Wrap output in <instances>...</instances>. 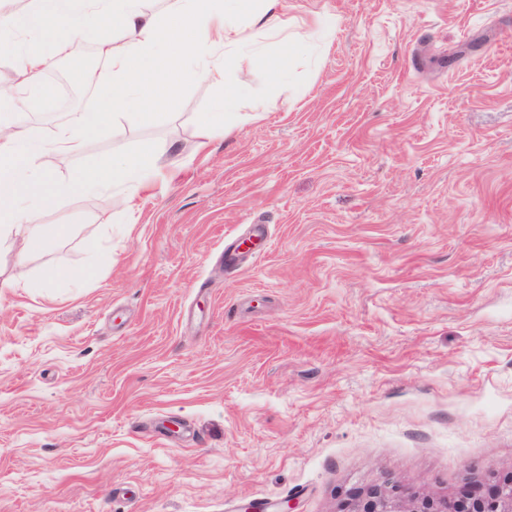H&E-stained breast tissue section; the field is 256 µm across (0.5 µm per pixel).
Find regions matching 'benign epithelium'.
<instances>
[{
	"label": "benign epithelium",
	"instance_id": "7a95c632",
	"mask_svg": "<svg viewBox=\"0 0 512 512\" xmlns=\"http://www.w3.org/2000/svg\"><path fill=\"white\" fill-rule=\"evenodd\" d=\"M347 512H512V471L487 486L472 485L448 499H422L386 481L362 493Z\"/></svg>",
	"mask_w": 512,
	"mask_h": 512
}]
</instances>
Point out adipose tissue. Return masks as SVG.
I'll use <instances>...</instances> for the list:
<instances>
[{"mask_svg": "<svg viewBox=\"0 0 512 512\" xmlns=\"http://www.w3.org/2000/svg\"><path fill=\"white\" fill-rule=\"evenodd\" d=\"M331 18L289 26L283 0H169L165 15L149 12L144 0H28L25 11H0V47L14 57L13 76L0 84V241L21 229L27 252L49 248L64 233L42 221V211L73 194L118 188L166 165L167 147L149 143L122 161L106 160L68 180L55 174L57 156L71 152L91 134L111 129L118 111L135 107L141 121L180 100L183 88L200 81L223 82L229 69L248 66L265 75L273 67L255 42L256 30L289 31L294 46ZM98 36L106 71L96 80L95 101L67 113L51 143L19 128L12 117L20 105L45 94L42 76L51 60L67 55L76 36ZM37 166L40 193L24 194L22 175Z\"/></svg>", "mask_w": 512, "mask_h": 512, "instance_id": "obj_1", "label": "adipose tissue"}]
</instances>
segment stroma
Here are the masks:
<instances>
[{
	"mask_svg": "<svg viewBox=\"0 0 512 512\" xmlns=\"http://www.w3.org/2000/svg\"><path fill=\"white\" fill-rule=\"evenodd\" d=\"M329 14L281 78L92 136L66 179L167 146L134 201L63 198L0 247V512H342L392 479L512 470V0H287ZM83 271L79 282L61 268ZM242 89L226 88L224 97L220 98L213 107L199 117V125L207 132L218 131L224 134V120L228 112H232L241 97Z\"/></svg>",
	"mask_w": 512,
	"mask_h": 512,
	"instance_id": "obj_1",
	"label": "stroma"
}]
</instances>
